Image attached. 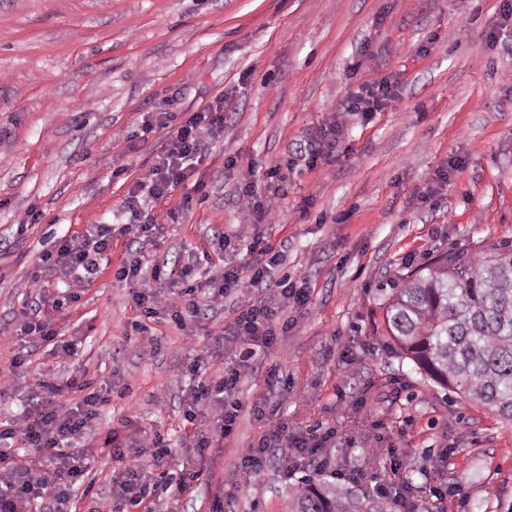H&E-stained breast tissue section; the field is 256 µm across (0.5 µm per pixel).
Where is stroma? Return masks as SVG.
Returning a JSON list of instances; mask_svg holds the SVG:
<instances>
[{"instance_id":"1","label":"stroma","mask_w":512,"mask_h":512,"mask_svg":"<svg viewBox=\"0 0 512 512\" xmlns=\"http://www.w3.org/2000/svg\"><path fill=\"white\" fill-rule=\"evenodd\" d=\"M501 0H0V368L22 348L17 333L37 295L41 252L89 224H127L122 202L156 161L160 132L143 118L185 120L223 101L224 139L197 164L203 184L190 207L184 190L150 200L144 214L165 225L159 260H198L206 280L239 262L219 236H262L281 245L278 275L307 280L303 310L273 352L257 355L240 398L280 403L289 430L337 431L331 468L384 476L397 449L422 512H512V424L464 403L414 369L384 324L406 273L457 249H512V27L490 38ZM387 79L395 97L372 121L345 113L351 91ZM342 132L316 168L267 170L304 149L331 120ZM236 167H226L227 157ZM273 198L270 224L239 197L245 183ZM36 224L25 233L29 211ZM209 253L210 262L200 259ZM64 302L56 328L77 341L63 359L52 344L30 349L0 396V422L28 407L39 377H72L106 391L89 443L125 446L149 474L151 512H286L288 448L243 476L241 448L264 429L251 412L236 433L193 453L210 427L182 420L193 386L184 368L232 322L242 293L203 311L192 327L149 321L158 340L141 353L125 335L139 310L105 270ZM354 373H346L348 359ZM161 433L172 455L155 466L142 435ZM431 461L429 476L418 469ZM114 463L96 459L72 500L74 512H108ZM199 471L174 496L182 469Z\"/></svg>"}]
</instances>
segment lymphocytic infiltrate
Returning <instances> with one entry per match:
<instances>
[{"mask_svg": "<svg viewBox=\"0 0 512 512\" xmlns=\"http://www.w3.org/2000/svg\"><path fill=\"white\" fill-rule=\"evenodd\" d=\"M394 95L390 81L358 88L348 98L347 109L372 120L384 111ZM165 132V145L156 164L137 180L129 190L124 207L138 214L142 196L161 199L194 174L195 162L214 142L224 136L223 105H208L192 113L184 122L172 124L170 119L144 122V132L153 129ZM162 225L148 220L141 224H90L84 232L62 237L52 249L38 258L39 269L59 274L71 299H79L82 288L97 278L112 262L114 234L132 235L142 259L132 265L120 266L115 272L118 281L138 284L135 303L143 319L156 318L167 311L176 326L200 317L202 309L215 308L230 292L248 293L265 283L271 269L284 260L283 252L263 238L246 242L248 261L245 267H224L218 275L200 283L194 278L193 266L166 269L152 261L149 255L161 240ZM310 289L285 277L277 281L272 292L255 302L240 306L233 323L219 333L214 345L205 346L202 356L223 360V374L216 380H204L201 363H193L188 371L196 378L186 403L184 420L195 424L209 418L211 430L195 442L197 454H204L214 444L232 436L243 409L239 398L240 383L254 357L278 345L280 336L292 327L286 317L288 306L307 304ZM59 302L27 313L20 327L25 344L41 345L58 341L55 328ZM35 402L0 427V512H26L28 505L39 502L42 512H67L68 491L88 472L95 452L84 436L93 426L108 398L91 383L71 380L66 385L39 381ZM80 391V400L72 405L62 403L66 390ZM336 436L327 429L318 437L286 433L283 428L265 431L257 443L242 449L237 462L239 473L249 475L267 463L271 448L284 444L292 448L298 463L312 467L315 472L326 471L327 459L320 452ZM117 466L111 476L110 512H130L142 501L146 479L140 467L129 463L123 448L110 449Z\"/></svg>", "mask_w": 512, "mask_h": 512, "instance_id": "lymphocytic-infiltrate-1", "label": "lymphocytic infiltrate"}]
</instances>
